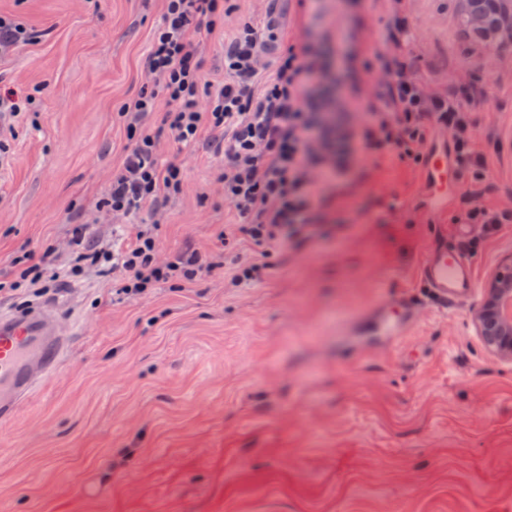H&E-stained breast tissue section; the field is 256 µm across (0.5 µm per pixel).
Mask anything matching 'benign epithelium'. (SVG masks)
Segmentation results:
<instances>
[{
    "label": "benign epithelium",
    "instance_id": "benign-epithelium-1",
    "mask_svg": "<svg viewBox=\"0 0 512 512\" xmlns=\"http://www.w3.org/2000/svg\"><path fill=\"white\" fill-rule=\"evenodd\" d=\"M471 3L484 20H507L506 25L488 32L481 25L471 27L485 45L494 47L504 36L512 40V0H471ZM509 303H512V258L492 276L474 314L475 328L486 349L512 364V316L505 315V306Z\"/></svg>",
    "mask_w": 512,
    "mask_h": 512
}]
</instances>
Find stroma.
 <instances>
[{"label":"stroma","instance_id":"stroma-1","mask_svg":"<svg viewBox=\"0 0 512 512\" xmlns=\"http://www.w3.org/2000/svg\"><path fill=\"white\" fill-rule=\"evenodd\" d=\"M463 0H404L416 74L468 109L483 184L448 181L433 219L422 168L361 151L329 187L317 230L275 252L260 281L210 276L118 297L88 271L31 296L73 346L0 427V512H512V365L489 354L473 311L512 223L472 235L477 290L439 311L420 279L429 244L477 202L512 210V44L488 49L458 26ZM205 38L206 77L243 23L273 19L320 63V82L372 98L364 50L391 18L365 0H231ZM40 33L0 55V88L36 90V122L17 124L0 166V275L12 254L68 253L76 210L94 211L123 159V102L162 0H0ZM214 135L160 156L185 182L164 208L162 256L217 245L232 223ZM417 300L426 315L391 351L346 335L376 303Z\"/></svg>","mask_w":512,"mask_h":512}]
</instances>
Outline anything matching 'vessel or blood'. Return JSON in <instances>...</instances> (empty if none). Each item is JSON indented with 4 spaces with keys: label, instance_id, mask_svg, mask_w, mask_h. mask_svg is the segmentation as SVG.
Instances as JSON below:
<instances>
[{
    "label": "vessel or blood",
    "instance_id": "b4317fda",
    "mask_svg": "<svg viewBox=\"0 0 512 512\" xmlns=\"http://www.w3.org/2000/svg\"><path fill=\"white\" fill-rule=\"evenodd\" d=\"M454 172L447 143L440 141L432 145L426 154L423 173L435 215L448 211V195L443 186ZM420 277L434 299L445 308L470 298L475 287L472 261L463 253L441 247L432 248L426 254ZM366 319L377 328L376 341L362 340L358 326H350L348 330L349 335L357 337V345L363 350L393 349L419 323L416 305L408 298L402 300L399 313H392L379 303L367 313ZM71 343L70 332L48 324L41 309L0 316L1 424L14 419L19 404L58 370Z\"/></svg>",
    "mask_w": 512,
    "mask_h": 512
}]
</instances>
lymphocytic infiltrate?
<instances>
[{"label":"lymphocytic infiltrate","instance_id":"f902f5d3","mask_svg":"<svg viewBox=\"0 0 512 512\" xmlns=\"http://www.w3.org/2000/svg\"><path fill=\"white\" fill-rule=\"evenodd\" d=\"M388 2L395 30L387 38L386 53L376 61L390 78L376 104L365 110L354 94L338 102L324 98L314 84L316 58L291 40H284L275 64L265 67L258 33L249 23L224 48L223 80H206L201 41L222 29L224 0H164L161 24L143 62L144 85L119 109L129 143L97 211L126 217L146 210L160 217L184 183L183 165L159 157L160 138L183 149L194 146L205 132H217L223 137L224 204L234 217L218 231L217 240L226 245L243 239L252 256L229 259L189 246L163 260L154 223L142 225L125 243L92 237L94 221L89 218L73 225L64 267L55 266L52 247L22 252L10 261V278L0 279V294L24 286L46 288L60 274L89 269L111 276L116 294L126 297L148 295L164 283L189 286L224 267L230 268L233 282L260 280L273 250L298 240L313 224L336 172L333 144L321 116L326 108L364 110L358 139L402 160H419V146L434 132H451L458 167L474 181H484L486 161L473 149L465 107L456 97L426 90L403 53L409 24L402 0ZM156 111L161 114L159 126H145L144 117Z\"/></svg>","mask_w":512,"mask_h":512}]
</instances>
